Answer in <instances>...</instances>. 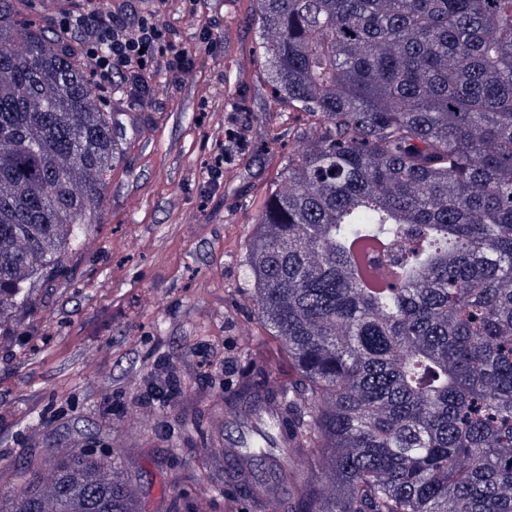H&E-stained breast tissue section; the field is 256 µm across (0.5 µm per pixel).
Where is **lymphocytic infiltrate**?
Segmentation results:
<instances>
[{
    "mask_svg": "<svg viewBox=\"0 0 512 512\" xmlns=\"http://www.w3.org/2000/svg\"><path fill=\"white\" fill-rule=\"evenodd\" d=\"M57 30L75 40L89 75L103 82L137 89L148 72L163 70L174 81L193 64L174 28L130 2L117 13L85 7L64 13Z\"/></svg>",
    "mask_w": 512,
    "mask_h": 512,
    "instance_id": "f902f5d3",
    "label": "lymphocytic infiltrate"
}]
</instances>
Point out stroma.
I'll return each instance as SVG.
<instances>
[{"instance_id": "stroma-1", "label": "stroma", "mask_w": 512, "mask_h": 512, "mask_svg": "<svg viewBox=\"0 0 512 512\" xmlns=\"http://www.w3.org/2000/svg\"><path fill=\"white\" fill-rule=\"evenodd\" d=\"M220 20L208 52L202 29ZM195 63L154 95L112 88L123 155L82 250L0 323V493L52 448L119 453L143 512H252L224 485V396L243 376L287 383L245 262L265 200L305 144L263 79L252 0H185L169 15ZM234 130L224 174L207 169ZM181 394H161L169 382Z\"/></svg>"}]
</instances>
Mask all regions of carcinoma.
<instances>
[{
	"label": "carcinoma",
	"mask_w": 512,
	"mask_h": 512,
	"mask_svg": "<svg viewBox=\"0 0 512 512\" xmlns=\"http://www.w3.org/2000/svg\"><path fill=\"white\" fill-rule=\"evenodd\" d=\"M0 0V320L80 250L117 115ZM274 101L309 127L246 265L294 363L224 403L253 512H512V0H255ZM288 434L292 447L271 449ZM0 512H143L71 450Z\"/></svg>",
	"instance_id": "cac0c4a2"
}]
</instances>
